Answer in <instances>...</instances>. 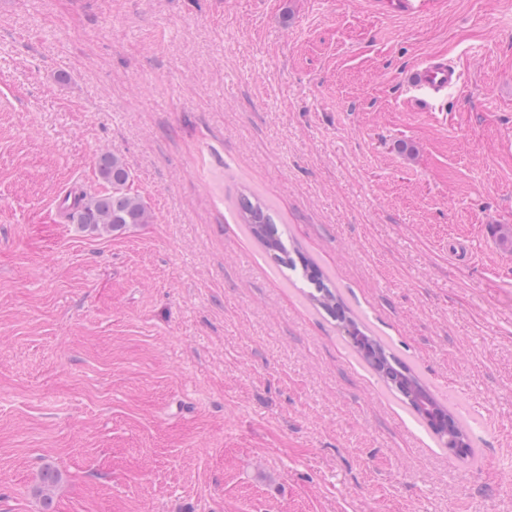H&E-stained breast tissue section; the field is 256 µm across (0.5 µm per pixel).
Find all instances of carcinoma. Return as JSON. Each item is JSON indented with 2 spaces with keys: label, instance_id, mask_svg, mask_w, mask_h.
Returning a JSON list of instances; mask_svg holds the SVG:
<instances>
[{
  "label": "carcinoma",
  "instance_id": "cac0c4a2",
  "mask_svg": "<svg viewBox=\"0 0 512 512\" xmlns=\"http://www.w3.org/2000/svg\"><path fill=\"white\" fill-rule=\"evenodd\" d=\"M97 169L99 177L110 186V190L95 196H74L70 221L99 233H113L135 224L151 223L152 216L144 202L127 189L130 173L124 161L115 154L104 152L98 156ZM241 219L251 235L275 260L292 267L301 263L305 277L316 286V293L310 295L311 300L339 322L353 350L388 386L401 394L412 413L443 444H449L455 434L466 435L464 425L451 407L390 352L381 338L371 335V330L345 309L336 292L325 283L322 270L299 250L289 253L274 228L265 203L258 199L243 201Z\"/></svg>",
  "mask_w": 512,
  "mask_h": 512
}]
</instances>
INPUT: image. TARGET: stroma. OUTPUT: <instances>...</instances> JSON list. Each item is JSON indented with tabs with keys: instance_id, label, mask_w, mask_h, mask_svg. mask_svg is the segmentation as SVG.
Listing matches in <instances>:
<instances>
[{
	"instance_id": "obj_1",
	"label": "stroma",
	"mask_w": 512,
	"mask_h": 512,
	"mask_svg": "<svg viewBox=\"0 0 512 512\" xmlns=\"http://www.w3.org/2000/svg\"><path fill=\"white\" fill-rule=\"evenodd\" d=\"M431 58L463 81L422 112L403 75ZM106 150L151 223L61 220ZM244 194L474 458L265 252ZM507 227L512 0H0V512H512ZM293 251L305 277L316 286L317 294L310 295L311 300L339 322L353 350L388 386L401 394L412 413L433 431L445 447L448 448L454 434H461L467 446L457 456L473 458L474 452L464 425L451 407L438 398L408 365L390 352L381 338L371 335V330L345 309L336 292L325 283L322 270L313 261L298 249Z\"/></svg>"
}]
</instances>
